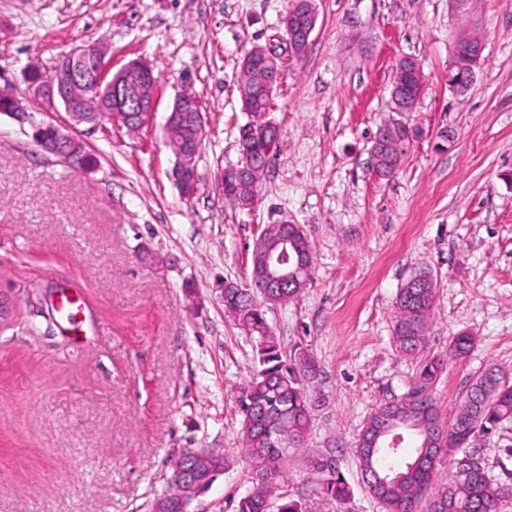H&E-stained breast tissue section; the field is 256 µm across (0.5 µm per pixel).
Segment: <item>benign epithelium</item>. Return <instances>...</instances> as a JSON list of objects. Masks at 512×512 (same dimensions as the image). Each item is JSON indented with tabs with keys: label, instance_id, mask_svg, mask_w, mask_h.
Here are the masks:
<instances>
[{
	"label": "benign epithelium",
	"instance_id": "benign-epithelium-1",
	"mask_svg": "<svg viewBox=\"0 0 512 512\" xmlns=\"http://www.w3.org/2000/svg\"><path fill=\"white\" fill-rule=\"evenodd\" d=\"M296 7L288 8L282 17L281 24L290 48L297 43H310L315 26L308 27L298 33L295 27ZM482 44L476 37L460 40L448 60V72L461 68L460 60L465 59L477 65L481 58ZM256 52L261 56L267 68L269 86L279 83V54L270 47L259 46ZM93 61L96 67L98 98L86 96L85 86L90 82L83 63ZM26 81L33 98L40 101L47 111L62 106L69 117L65 124L54 121L43 122L35 126L34 135L38 137L41 149L47 154L78 168L84 172L92 170L85 164L88 155L85 143L75 137L72 128L80 124L93 127L112 119H122L125 113L135 114L139 125H144L154 114L157 100V79L152 69L142 61H133L117 72H112V61L109 47L104 41L83 45L76 48L68 57L64 69L57 74L44 76L37 66L29 69ZM10 101V109L6 111L13 120L20 124L29 121L30 115L23 100L0 92V97ZM180 126L187 130L188 145L176 150V163L173 178L182 193L186 196L194 192V183L186 178L201 151L205 137V115L196 99L183 93L175 96L167 113L164 130ZM257 260L251 269L254 283L268 289L266 301L277 302L276 293L272 289L291 282L289 270L300 265L301 256H292L288 248V238L280 241L277 250L254 248ZM221 452L208 449H191L181 453L174 462V473L171 479V490L162 503L163 508L170 512H189L191 502L203 493V484L215 476L206 472L205 465Z\"/></svg>",
	"mask_w": 512,
	"mask_h": 512
}]
</instances>
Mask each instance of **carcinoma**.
I'll use <instances>...</instances> for the list:
<instances>
[{
	"mask_svg": "<svg viewBox=\"0 0 512 512\" xmlns=\"http://www.w3.org/2000/svg\"><path fill=\"white\" fill-rule=\"evenodd\" d=\"M240 80L250 112L258 116L267 111L270 96L262 86V65H240ZM389 136L378 145V166L384 176L393 174L402 159L409 138L408 126L397 119L384 125ZM249 125L239 130L241 151L258 154L253 171L236 180L238 188L225 193L224 199L242 209L258 193L259 175L267 167L259 155L260 140L251 136ZM257 288L224 289V308L237 322L257 334V369L240 389L241 436L244 454L256 468L253 488L240 497L236 512H268L272 506V488L268 475L288 464V455L305 447L312 412L317 403L313 382L318 367L307 350L296 345L285 351L268 330ZM434 307V285L430 278L406 283L396 297L393 341L396 348L414 355L425 347L426 334ZM474 346V338L460 333L453 338L450 356L463 357ZM443 361L433 359L419 373V385L432 384ZM512 423V378L497 367L489 366L473 380L456 410L447 418L432 394L407 402L403 399L378 406L364 426L357 443L356 457L364 488L384 512H501V505L512 498V486L491 476L457 472L446 478L438 472L439 456H449L466 447L480 433L491 432ZM391 435L411 433L415 453L404 467L385 466L387 436L380 432L388 426ZM443 429L449 436L440 440L435 432ZM322 493L338 502L351 496V488L339 468L322 457L311 460Z\"/></svg>",
	"mask_w": 512,
	"mask_h": 512,
	"instance_id": "obj_1",
	"label": "carcinoma"
}]
</instances>
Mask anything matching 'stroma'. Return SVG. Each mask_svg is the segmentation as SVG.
Returning a JSON list of instances; mask_svg holds the SVG:
<instances>
[{
  "label": "stroma",
  "instance_id": "stroma-1",
  "mask_svg": "<svg viewBox=\"0 0 512 512\" xmlns=\"http://www.w3.org/2000/svg\"><path fill=\"white\" fill-rule=\"evenodd\" d=\"M318 24L288 57L289 0H0V89L25 95V74H51L76 47L105 40L112 67L148 63L152 121L78 126L97 159L76 171L0 114V512H151L168 463L220 448L223 475L189 512H235L252 487L237 390L255 340L224 310L223 287L250 285L264 225H300L314 265L302 293L269 305L284 349L318 364L303 452L272 477L273 502L302 512H381L362 489L355 446L374 409L402 397L425 362L451 415L475 376L512 375V0H316ZM463 36L483 47L466 91L448 86ZM256 44L287 69L268 114L280 129L255 206L224 200L240 158L239 64ZM422 65L416 128L391 176L371 166V138L390 116L399 60ZM190 90L206 116L196 189L172 178L164 123ZM419 273L435 286L423 351L392 343L395 298ZM469 355L448 358L459 333ZM471 453L512 485V425L477 436ZM334 457L353 494L324 497L309 467Z\"/></svg>",
  "mask_w": 512,
  "mask_h": 512
}]
</instances>
